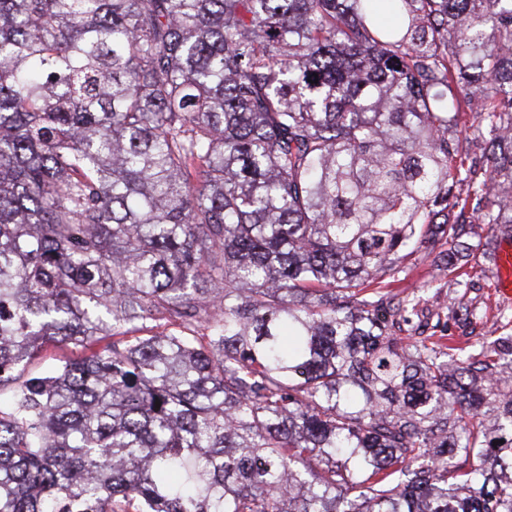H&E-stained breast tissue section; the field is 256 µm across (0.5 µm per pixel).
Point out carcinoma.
Here are the masks:
<instances>
[{
	"mask_svg": "<svg viewBox=\"0 0 512 512\" xmlns=\"http://www.w3.org/2000/svg\"><path fill=\"white\" fill-rule=\"evenodd\" d=\"M483 235L512 0H0V512H512ZM436 278V286L442 287V288H433L431 290V293H433L436 290H440L441 294L440 301L445 302L448 305V280L450 277L447 275H444L438 270V267H436V264L433 261V257H423L419 261L418 266L413 270L409 272V275L407 278L403 281L394 283V286H400L401 288H392L395 290L404 289V287H408V291L412 290L413 288H416L418 286L423 285L426 282H429Z\"/></svg>",
	"mask_w": 512,
	"mask_h": 512,
	"instance_id": "carcinoma-1",
	"label": "carcinoma"
}]
</instances>
